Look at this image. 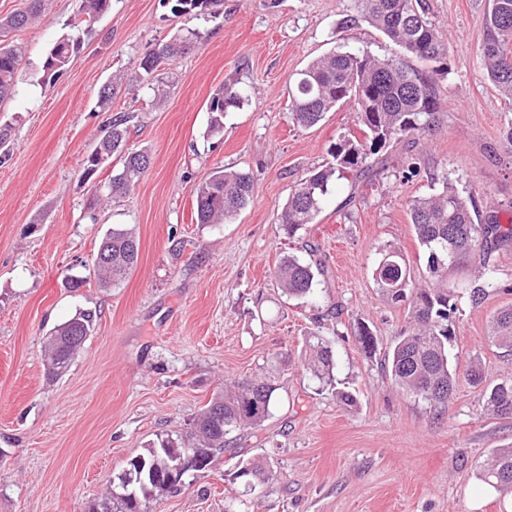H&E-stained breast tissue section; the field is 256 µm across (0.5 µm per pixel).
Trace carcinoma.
<instances>
[{"mask_svg": "<svg viewBox=\"0 0 512 512\" xmlns=\"http://www.w3.org/2000/svg\"><path fill=\"white\" fill-rule=\"evenodd\" d=\"M76 11L69 23L71 32L50 48L44 61V74L61 72L83 46V26L108 12L112 0H76ZM223 0H174L173 11L181 14L218 12ZM361 16L380 31L405 55L426 64L415 67L401 57L380 58L337 48L312 61L299 73L291 90V115L303 127H313L340 105L353 102L362 137L339 136L330 147L332 161L309 170L291 191L278 223L292 239L306 225L314 223L332 184L349 173L369 172L376 156L390 143L422 135L434 125L442 107L437 77L444 74L448 43L429 18L422 0H357ZM46 9L45 0H32L29 12L0 19V29L20 28ZM192 38L176 36L147 53L140 68L147 74L184 54ZM481 54L489 82L508 101H512V0H491L487 13ZM23 59L17 46L0 44V101L9 97L17 84ZM243 100L235 81H226L210 96L209 129L223 128L224 112ZM127 119L119 117L108 126L87 155L81 177L97 178L103 164L117 155L121 168L105 182L98 200L117 202L134 187L150 166L145 151L127 147ZM255 190L253 174L218 167L204 182L196 185L194 218L198 224H222L234 219L251 201ZM411 223L419 244L427 251V281L423 288H412L411 268L401 250L388 245L379 252L372 271L374 283L390 303L406 305L413 325L399 337L385 356L392 382L406 393L426 401L448 402L457 382L451 346L454 331L449 320V303L455 297L448 286V267L469 262L491 280L496 269L490 264L493 250L512 245V224H501L489 215L483 224L475 222L471 202L448 181L427 197L408 202ZM98 251L109 254L101 262L93 259L99 284L109 288L122 282L136 267L139 241L133 229L114 225L102 239ZM323 268L294 254L281 259L276 280L290 298L312 300L317 294ZM95 324V314L79 311L54 328L45 355V371L50 378L63 375L73 356L84 345ZM490 339L512 352V303L500 307L490 321ZM356 340L363 352L377 349L372 330L357 326ZM303 368L320 385L336 390V397L352 405V394L336 389V362L330 342L317 333L306 340ZM277 387L263 378L242 380L215 395L197 415L187 435H162L127 462L136 500L119 501L108 492L101 504L103 512H147L151 501L159 498L152 474L167 470L177 453L186 446L202 449V472L213 464L216 453L226 449L230 435L243 428H258L272 415ZM484 409L502 419L512 418V378L508 377L483 391ZM245 487L252 488L273 478L272 471L259 463H245L238 473ZM485 483L501 494H512V448H499L483 472Z\"/></svg>", "mask_w": 512, "mask_h": 512, "instance_id": "1", "label": "carcinoma"}]
</instances>
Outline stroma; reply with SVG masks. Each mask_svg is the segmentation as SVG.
<instances>
[{
    "label": "stroma",
    "instance_id": "1",
    "mask_svg": "<svg viewBox=\"0 0 512 512\" xmlns=\"http://www.w3.org/2000/svg\"><path fill=\"white\" fill-rule=\"evenodd\" d=\"M449 41L439 81V119L414 147L396 144L369 175L337 180L315 223L288 238L277 215L296 182L325 164L340 134L358 133L353 107L304 129L291 119L288 89L313 59L337 46L378 57L397 46L364 20L356 0H224L221 12H172L169 0H112L83 47L56 77L42 66L68 31L74 0H54L7 38L24 50L13 95L0 102L8 154L0 159V512H92L108 481L157 435L187 433L225 384L274 381L278 404L257 429L180 493L149 512H507L512 498L484 483L491 455L512 446V419L485 412L466 376L478 360L485 384L512 376V353L488 340V320L512 302V248L494 253L486 283L475 266L448 271L462 297L452 318L458 379L447 404L404 394L384 354L411 325L386 301L372 267L381 248H401L415 277L427 253L407 203L453 183L482 215L512 219V152L504 136L512 105L484 74L480 56L489 0H424ZM354 23L340 28L343 18ZM197 33L175 62L145 74L158 44ZM123 87L97 105L112 76ZM235 80L243 101L209 130L212 91ZM162 86L163 104L153 100ZM128 116L129 145L151 164L119 202H95L83 163L111 120ZM419 175L403 177L408 156ZM252 171V201L227 224L194 220L192 189L214 167ZM139 239L136 268L101 287L93 253L113 225ZM312 247L324 267L315 301L284 296L274 274L287 254ZM82 279L78 288L69 278ZM487 288L480 306L467 294ZM95 327L67 373L48 379L44 349L53 328L77 311ZM368 325L377 350L361 351ZM327 338L336 390L321 388L301 360L307 334ZM351 392L354 405L336 398ZM270 465L278 478L244 492L241 464Z\"/></svg>",
    "mask_w": 512,
    "mask_h": 512
}]
</instances>
